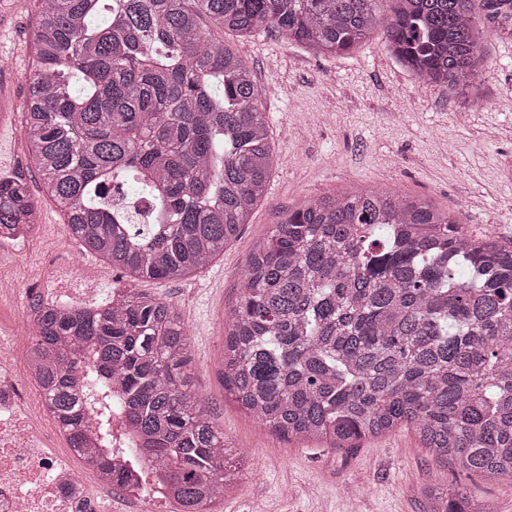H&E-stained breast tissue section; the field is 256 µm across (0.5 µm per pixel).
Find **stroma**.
Masks as SVG:
<instances>
[{
	"label": "stroma",
	"mask_w": 512,
	"mask_h": 512,
	"mask_svg": "<svg viewBox=\"0 0 512 512\" xmlns=\"http://www.w3.org/2000/svg\"><path fill=\"white\" fill-rule=\"evenodd\" d=\"M39 0H0V175L24 172L39 202L40 227L21 259L0 265L20 287H76L80 267L96 263L82 251L57 205L41 191L21 126L32 70ZM208 37L234 46L263 88L275 155L263 201L236 240L209 267L173 281L139 280V291L179 312L189 339L188 389L206 402L226 440L248 451L239 489L220 512H427L422 487L434 482L464 490L491 512H512V482H484L435 462L411 431L332 450L281 439L243 414L224 394L216 360L225 311L243 287L246 259L280 216L306 199L367 187L426 195L459 212L463 227L512 241V41L485 38L488 67L477 98L423 80L390 55L383 32L349 54L317 56L270 29L240 36L208 27ZM69 256L66 268L49 263Z\"/></svg>",
	"instance_id": "35a3bbf8"
}]
</instances>
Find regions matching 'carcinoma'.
Returning a JSON list of instances; mask_svg holds the SVG:
<instances>
[{
	"label": "carcinoma",
	"mask_w": 512,
	"mask_h": 512,
	"mask_svg": "<svg viewBox=\"0 0 512 512\" xmlns=\"http://www.w3.org/2000/svg\"><path fill=\"white\" fill-rule=\"evenodd\" d=\"M23 135L71 234L129 277L183 278L239 236L273 170L262 86L212 25L273 29L341 54L381 27L393 58L476 90L485 23L512 38V0H40ZM141 184L156 224H121L110 188ZM0 179V230L35 224ZM39 390L89 463L112 449V385L166 470L176 512L224 493L230 445L187 389L188 335L167 301L131 290L73 311L39 305ZM224 391L289 441L332 448L399 425L437 462L512 479V246L430 199L376 187L312 198L250 252L227 312ZM427 512H490L429 487Z\"/></svg>",
	"instance_id": "cac0c4a2"
}]
</instances>
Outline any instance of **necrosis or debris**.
<instances>
[{
  "mask_svg": "<svg viewBox=\"0 0 512 512\" xmlns=\"http://www.w3.org/2000/svg\"><path fill=\"white\" fill-rule=\"evenodd\" d=\"M19 294L14 284L0 282V309L13 311L0 334V512H112L111 498H98L77 472L74 449L46 447L28 420L23 388L36 379L17 358V345L29 328L15 306ZM112 435V453L98 458L97 469H111L113 489L141 512H154V501L172 496L164 471L145 459L118 470L124 449L135 443L125 414H113Z\"/></svg>",
  "mask_w": 512,
  "mask_h": 512,
  "instance_id": "4bbe7bcc",
  "label": "necrosis or debris"
}]
</instances>
